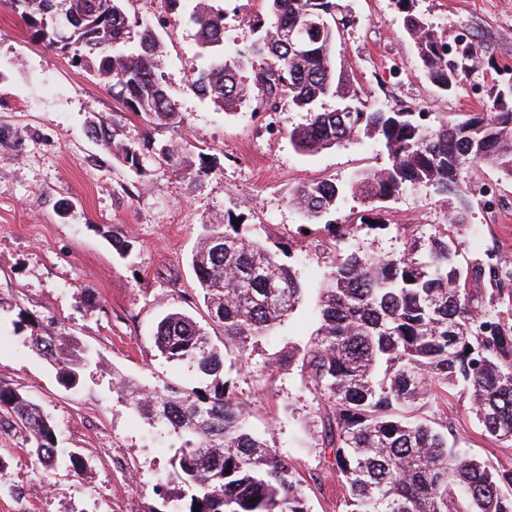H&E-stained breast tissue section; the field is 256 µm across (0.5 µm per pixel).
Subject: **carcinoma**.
<instances>
[{
    "label": "carcinoma",
    "instance_id": "cac0c4a2",
    "mask_svg": "<svg viewBox=\"0 0 512 512\" xmlns=\"http://www.w3.org/2000/svg\"><path fill=\"white\" fill-rule=\"evenodd\" d=\"M126 0H3L31 35L53 49H74L73 64L96 76L129 112L154 125L179 128L184 117L160 70L156 24L130 18ZM219 0H167L195 30L199 52L191 85L216 109L234 112L253 90L265 109L282 100L307 113L290 137L304 154H317L358 136L375 138L389 164L357 173L347 184L327 180L296 187L292 201L307 224H319L351 194L372 209L408 187L428 185L452 199L449 224L428 237L412 236L395 253L355 251L332 260L322 279L305 283L295 268L243 232L240 216L203 224L192 265L210 321L224 342L244 352L271 336L317 293L319 325L313 338L293 347L288 365L299 369L305 389L324 408L323 434L315 444L332 455L345 488L340 512H512V466L461 454L449 446L450 423L421 415L458 389L468 397L485 435L512 443V325L495 306L504 299L500 268L475 263L466 272L453 265L448 228L465 223L469 187L463 173L488 165L512 180V84L492 88L485 112L427 122L419 112L385 103L365 105L349 74L337 62L339 28L346 17L336 0H264L265 12L245 18L248 39L224 48V8ZM403 31L418 66L440 92L460 83L448 67V45L398 0ZM323 16L329 28L307 35L304 55L290 51L283 35L296 14ZM336 108L318 109L325 97ZM116 155L137 170L141 154L119 145ZM150 160L176 161L180 183L197 186L189 151L164 143ZM29 327L31 350L57 367L64 386H76L92 361L71 336ZM156 350L185 364L201 387L166 386L129 403L176 439L167 481L157 492L170 497L180 486L186 512H310L304 480L249 426V407L224 381V352L191 315L174 311L158 322ZM471 352H466V349ZM29 431L28 453L51 468L74 471L81 457L57 446L56 431L29 396L0 384V415Z\"/></svg>",
    "mask_w": 512,
    "mask_h": 512
}]
</instances>
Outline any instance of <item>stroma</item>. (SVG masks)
I'll use <instances>...</instances> for the list:
<instances>
[{
	"instance_id": "1",
	"label": "stroma",
	"mask_w": 512,
	"mask_h": 512,
	"mask_svg": "<svg viewBox=\"0 0 512 512\" xmlns=\"http://www.w3.org/2000/svg\"><path fill=\"white\" fill-rule=\"evenodd\" d=\"M348 24L340 31V59L366 103L383 102L435 118L485 111L494 83L512 82V0H413L416 13L444 41L469 32L470 57L452 52L461 82L441 94L415 61L402 32L398 0H338ZM161 70L185 117L181 130L149 125L127 112L71 55L34 39L21 18L0 5V383L27 393L56 428L59 447L77 452L81 473L44 471L27 454V432L0 422V512H169L154 492L164 480L170 435L141 419L118 397L114 379L139 387H194L186 365L167 361L154 347L158 320L174 310L209 318L191 265L202 224L220 223L226 209L241 214L251 237L282 245L303 280L321 279L327 224L352 225L341 249L378 253L401 248L402 232L428 235L448 221L450 205L432 188H409L382 212L346 197L327 224L304 225L290 200L316 179L349 182L388 158L360 137L315 155L297 150L289 132L305 113L288 106L266 112L247 104L227 114L191 91L197 53L193 29L170 22L160 29ZM107 123L108 137L93 126ZM176 140L206 162L193 191L172 168L135 171L115 145L149 154ZM469 226L456 238L459 270L488 255L512 260V181L491 167L470 169ZM130 243L128 255L112 245L114 233ZM25 316L53 330L65 328L98 353L78 388L59 384L55 367L27 346L14 326ZM317 326L312 304L301 305L273 338L239 354L217 328L224 379L250 405L255 433L266 437L310 489L311 512H338L344 488L322 449L313 445L323 408L302 386L296 369L273 370L271 359L308 339ZM438 416L453 425L461 452L512 465V446L486 435L467 397L452 393Z\"/></svg>"
}]
</instances>
